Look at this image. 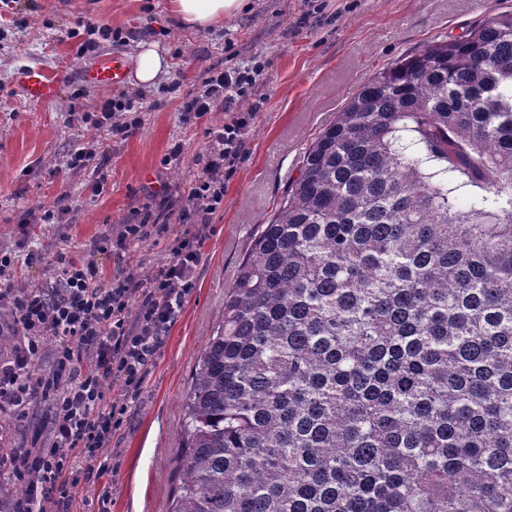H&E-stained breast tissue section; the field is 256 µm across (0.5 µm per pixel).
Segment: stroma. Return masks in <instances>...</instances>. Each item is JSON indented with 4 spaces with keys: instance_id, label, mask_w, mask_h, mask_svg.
Returning a JSON list of instances; mask_svg holds the SVG:
<instances>
[{
    "instance_id": "stroma-1",
    "label": "stroma",
    "mask_w": 512,
    "mask_h": 512,
    "mask_svg": "<svg viewBox=\"0 0 512 512\" xmlns=\"http://www.w3.org/2000/svg\"><path fill=\"white\" fill-rule=\"evenodd\" d=\"M169 2L15 0L0 9V252L28 247L44 257L12 268L9 280L18 287H53L44 261L60 252L94 257L105 273H114L110 254L92 253L94 240L117 235L163 186L199 175L195 159L205 130L224 119L218 107L207 118L183 123V98L203 91L209 76L251 57L264 63L256 88L260 110L224 181V207L210 226L195 286L112 435L109 476L77 491L74 512H169L178 484L183 397L197 358L261 226L297 179L307 145L379 68L512 10V0H247L234 18L202 31L179 26ZM80 18L120 32V40H99L95 53L80 55L78 39L69 35ZM142 42L157 43L171 67L153 85L129 84L140 98L138 130L123 139L105 127L70 124L69 112L92 109L113 94L85 85L82 70L110 52L134 60ZM23 66L55 75L59 97L29 103L14 81ZM177 143L183 163L164 168L162 158ZM79 145L96 149L101 171L61 176ZM62 204L70 212L61 223H39L44 210ZM26 212L36 222L25 237L19 221ZM48 413L43 401L22 415L0 414V448L40 445Z\"/></svg>"
}]
</instances>
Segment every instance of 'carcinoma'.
Wrapping results in <instances>:
<instances>
[{
  "label": "carcinoma",
  "instance_id": "1",
  "mask_svg": "<svg viewBox=\"0 0 512 512\" xmlns=\"http://www.w3.org/2000/svg\"><path fill=\"white\" fill-rule=\"evenodd\" d=\"M184 406L170 512H512V11L318 133Z\"/></svg>",
  "mask_w": 512,
  "mask_h": 512
}]
</instances>
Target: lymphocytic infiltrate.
Wrapping results in <instances>:
<instances>
[{
	"label": "lymphocytic infiltrate",
	"mask_w": 512,
	"mask_h": 512,
	"mask_svg": "<svg viewBox=\"0 0 512 512\" xmlns=\"http://www.w3.org/2000/svg\"><path fill=\"white\" fill-rule=\"evenodd\" d=\"M262 71L256 61L218 73L203 92L185 98L184 121L202 119L219 105L226 112L208 129L200 174L165 188L139 220L95 245L119 259L131 245L169 238L170 259L159 269L139 275L120 268L107 276L93 261L60 253L49 261L56 287L16 288L3 280L15 259L0 253V303L8 304L9 328L20 337L0 361V412L51 403L45 446L0 448V469L25 478V494L12 512H70L77 488L107 473L105 450L127 406L107 402L106 392L116 383L125 394L138 392L194 286L207 230L224 205V177L240 160L256 119L255 108L240 103L252 95ZM138 107L137 95L123 93L96 111L71 112L70 120L87 128L106 125L126 137L136 128L127 115ZM48 344L54 368L42 373L34 362Z\"/></svg>",
	"instance_id": "lymphocytic-infiltrate-1"
}]
</instances>
